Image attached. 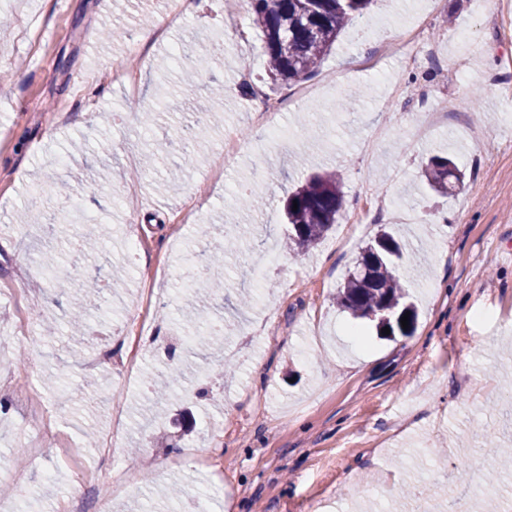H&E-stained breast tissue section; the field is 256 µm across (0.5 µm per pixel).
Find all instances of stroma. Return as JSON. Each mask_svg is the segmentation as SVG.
Masks as SVG:
<instances>
[{
	"label": "stroma",
	"instance_id": "stroma-1",
	"mask_svg": "<svg viewBox=\"0 0 512 512\" xmlns=\"http://www.w3.org/2000/svg\"><path fill=\"white\" fill-rule=\"evenodd\" d=\"M166 0H0V341L16 309L26 353L9 379L11 392L37 391L53 420L41 453L16 445L24 421L15 402L0 407V458L20 465L33 485L23 512H68L71 497H100L82 471L121 463L150 476L121 500L118 512H182L185 497L165 490L210 489L213 512H432L462 503L478 512L460 462L500 480L490 499L512 495V456L491 459L488 435L512 449V7L500 0H373L344 28L316 73L277 84L265 72L263 37L251 17L242 25L221 10L186 14L148 54L128 52L149 31L141 14L161 18ZM123 26L124 38L106 32ZM404 41L384 56L378 39ZM222 57L190 85L174 54L194 62L201 47ZM138 74L136 96L112 81L116 64ZM287 102L277 115L287 137L257 124L258 103L242 92ZM222 86L223 123L190 145L185 130L213 86ZM157 119L142 130L140 116ZM242 144L224 157V138ZM450 158L466 174L455 194L434 193L420 179L431 157ZM183 176L168 184V170ZM105 176L98 192L82 181ZM336 173L345 211L308 255L286 240L283 201L311 175ZM256 190L251 209L236 205L239 183ZM390 196L411 222L365 211V195ZM37 201L42 224L18 230L13 218ZM77 203L75 230L107 225L112 242L95 256L44 230ZM414 254L406 280L418 310L416 330L389 340L373 322L336 305L344 277L380 227ZM185 254L237 247L224 258V291L207 299H168V317L147 316L158 341L143 352L125 335L156 269L166 268L171 294L186 282ZM54 251L63 273L86 289L84 335L70 336L68 297L31 288L12 305L4 287L27 262ZM127 276L113 287L116 266ZM256 290L246 312L237 297ZM54 316L43 336L35 314ZM234 327L225 349L233 372L202 369L164 411L142 405L147 376L211 315ZM99 381L98 392L85 382ZM197 448L203 464L181 459Z\"/></svg>",
	"mask_w": 512,
	"mask_h": 512
}]
</instances>
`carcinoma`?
Listing matches in <instances>:
<instances>
[{
    "label": "carcinoma",
    "mask_w": 512,
    "mask_h": 512,
    "mask_svg": "<svg viewBox=\"0 0 512 512\" xmlns=\"http://www.w3.org/2000/svg\"><path fill=\"white\" fill-rule=\"evenodd\" d=\"M372 0H251L255 26L265 41L268 73L275 82L290 83L312 75L335 43L343 26L364 14ZM219 99L213 98L204 118L194 127V139L201 141L211 124L219 121ZM424 181L435 191L450 194L448 178L462 183V174L451 161L433 157L422 171ZM344 193L335 173L316 175L292 192L286 201L288 240L302 251L322 239L338 223L344 209ZM410 263L406 247L387 233L367 245L361 260L349 272L337 294V304L353 317L376 322L377 330L387 327L390 336H411L417 314L408 301L406 281L399 270ZM409 314L408 328L401 318ZM71 333L87 327L86 311L79 302L68 313ZM227 326L220 322L195 337V349L213 355L223 349ZM146 388L156 401L169 398L166 377H151Z\"/></svg>",
    "instance_id": "1"
}]
</instances>
